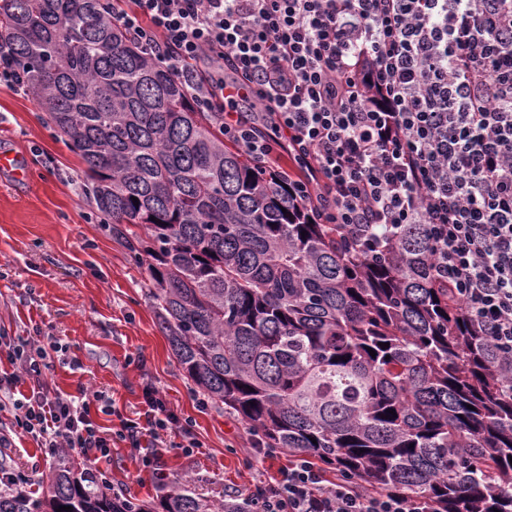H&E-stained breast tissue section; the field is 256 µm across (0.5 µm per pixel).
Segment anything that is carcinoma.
Instances as JSON below:
<instances>
[{
  "instance_id": "carcinoma-1",
  "label": "carcinoma",
  "mask_w": 512,
  "mask_h": 512,
  "mask_svg": "<svg viewBox=\"0 0 512 512\" xmlns=\"http://www.w3.org/2000/svg\"><path fill=\"white\" fill-rule=\"evenodd\" d=\"M0 39L85 163L99 229L147 265L177 364L204 402L246 423L249 444L423 496L431 512H512V354L433 277L427 225L375 251L344 224L312 222L102 0H3ZM62 506L250 512L186 481L135 502L64 449L43 496L0 494V512Z\"/></svg>"
}]
</instances>
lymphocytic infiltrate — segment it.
<instances>
[{"label":"lymphocytic infiltrate","instance_id":"1","mask_svg":"<svg viewBox=\"0 0 512 512\" xmlns=\"http://www.w3.org/2000/svg\"><path fill=\"white\" fill-rule=\"evenodd\" d=\"M112 20L185 83L200 111L216 112L226 141L278 170L322 224L427 225L433 269L476 326L512 353V0H127ZM248 90L260 115L225 94L224 73ZM59 340L7 344L21 378L41 383ZM144 422L121 439L152 464L160 431L180 429L185 452L200 445L190 424L154 387ZM15 423L44 455L78 448L108 458L87 403L39 391L11 402ZM247 497L258 512H430L420 496L327 479L289 458Z\"/></svg>","mask_w":512,"mask_h":512}]
</instances>
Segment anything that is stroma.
<instances>
[{
	"instance_id": "stroma-1",
	"label": "stroma",
	"mask_w": 512,
	"mask_h": 512,
	"mask_svg": "<svg viewBox=\"0 0 512 512\" xmlns=\"http://www.w3.org/2000/svg\"><path fill=\"white\" fill-rule=\"evenodd\" d=\"M0 150L20 155L26 169L21 180L0 171V336L60 338L69 352L49 358L48 388L79 398L98 392L111 401L109 415L91 407L102 434L112 440L111 455L102 461L79 455L82 467L104 470L112 493L139 501L160 497L165 482L187 479L196 493L222 499L246 494L261 476H276L287 453L248 466L245 423L200 402L156 324L146 267L130 261L122 244L92 221L94 205L80 189L81 158L30 95L1 83ZM73 358L80 368L70 366ZM148 384L191 421L202 443L188 455L178 432H161L165 447L151 469L115 437L121 419L142 416ZM0 432L12 437L0 458L11 461L32 493L41 495L54 459L32 438L15 433L11 412L0 411Z\"/></svg>"
}]
</instances>
